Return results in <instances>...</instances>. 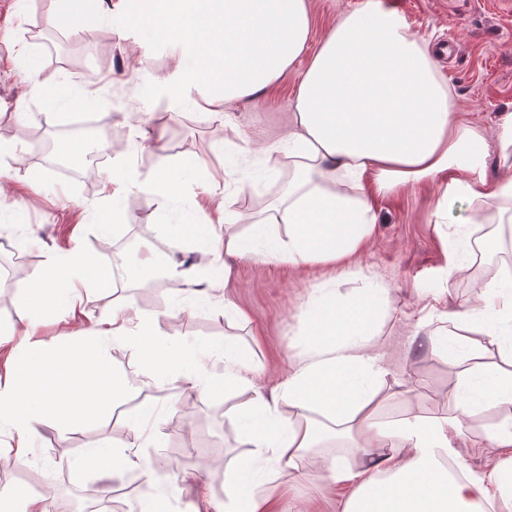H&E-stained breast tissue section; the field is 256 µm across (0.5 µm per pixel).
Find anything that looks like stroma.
I'll list each match as a JSON object with an SVG mask.
<instances>
[{"mask_svg": "<svg viewBox=\"0 0 512 512\" xmlns=\"http://www.w3.org/2000/svg\"><path fill=\"white\" fill-rule=\"evenodd\" d=\"M396 11L435 58L441 78L458 97L465 117L495 136L502 118L512 113V0H380ZM364 0H310L311 45H318L345 12ZM52 0H0V264L24 252L13 283L0 282V377L15 359L32 355L24 338L25 303L30 279L45 276L49 256L80 249L105 262L119 252L131 260L135 247H147L163 260L185 261L201 269L203 284H217L199 300L170 281L94 286L82 293L75 312L43 317L37 337L87 336L99 321L120 310L155 314L168 345L175 350L196 344L208 352L204 389L187 387L183 374L193 362L178 365L164 381L168 396L157 398L159 415L140 439L141 455L151 461L159 488L179 483L182 494L168 497L167 512H216L234 493L237 463H252L276 512H343L351 488L322 478L325 462L315 456L304 464L305 477L280 471L268 478L270 461L241 446L242 407L253 390L275 393L285 380L306 336L304 313L327 290L349 298L378 278L388 288L380 310L376 352L387 373L384 403L378 414L398 420L452 412L448 388L481 369L505 367L503 339L475 332L456 355H433L421 347V317L477 305L485 283L512 264V246H504L499 224H457L439 213L447 174L375 197L378 222L363 251L336 267L321 262L291 266L268 260L265 243L244 256L224 254V237H247L248 216L278 200L294 166L284 137L297 87L306 66L298 60L275 85L214 114L189 102L174 109L145 97L153 79L172 64L171 45L149 26L128 31L97 11L86 12L75 30L56 38L47 18ZM60 85V99L48 101L38 84ZM88 98V111L108 114L95 138L67 132L74 120L72 100ZM145 140L135 156L126 148L135 129ZM42 131L49 153L39 155L25 136ZM106 152L101 171L134 160L141 175L167 164L177 186L167 204H149L135 191L112 199L102 190L101 171L84 168L89 155ZM237 199L245 220L225 224L224 210L211 199L212 184ZM203 226L202 236L172 241L167 224ZM463 269L448 271L450 256ZM251 365V386L225 392L224 348ZM117 383L141 394L133 349L106 346ZM132 395L113 408L90 412L80 426L47 424L34 440L27 464L0 462V488H21L61 506L92 491L134 487L125 498L135 512L145 485L139 473L108 480L89 461L93 452L112 454V440L130 427L136 413Z\"/></svg>", "mask_w": 512, "mask_h": 512, "instance_id": "1", "label": "stroma"}]
</instances>
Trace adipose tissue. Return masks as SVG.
I'll list each match as a JSON object with an SVG mask.
<instances>
[{
	"mask_svg": "<svg viewBox=\"0 0 512 512\" xmlns=\"http://www.w3.org/2000/svg\"><path fill=\"white\" fill-rule=\"evenodd\" d=\"M108 16L126 27L149 25L171 41L175 62L159 83L169 103L183 104L199 89L220 112L271 87L302 55L312 26L308 0H112ZM287 141L297 164L286 202L254 225H287L274 255L289 264H343L372 236L377 213L363 187L368 176L373 193L389 194L446 171L440 206L463 208L459 223H512V175L493 182L486 173L490 143L512 156V114L492 141L463 120L429 51L377 0L342 15L312 54ZM102 185L107 192L137 188L153 204L177 191L166 170L143 178L129 165L104 173ZM51 264L52 277L27 287L30 317L55 310L57 292L73 288L84 272L101 285L112 278L110 268L80 251ZM384 294L371 279L352 298L332 293L308 308L306 348L273 397L255 394L239 442L297 471L329 442L345 440V454L330 456L326 467L330 483L356 485L343 512H512V373L486 375L474 405L462 402L461 385L449 388L454 414L377 422L375 385L385 369L374 352L375 323ZM107 337L135 350L142 375L173 374L178 354L156 318L139 311L113 313L91 336L40 343L37 357L16 361L14 376L0 385V419L17 433L12 462L26 459L45 419L75 426L88 408L111 406L118 388L100 352ZM482 414L494 421L473 435L472 447L507 454L489 475L471 472L453 445L465 419ZM156 417V403L139 407L136 427L115 442L119 454L95 455L102 474L141 469L134 449ZM452 466L458 476L449 475Z\"/></svg>",
	"mask_w": 512,
	"mask_h": 512,
	"instance_id": "obj_1",
	"label": "adipose tissue"
}]
</instances>
